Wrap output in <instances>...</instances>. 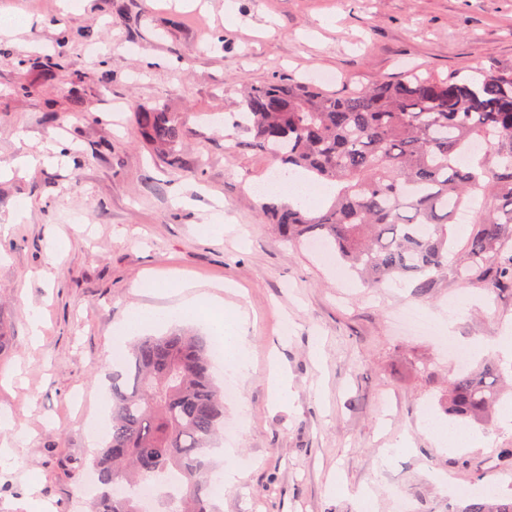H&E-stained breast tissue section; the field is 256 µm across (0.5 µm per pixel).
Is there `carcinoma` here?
<instances>
[{"mask_svg":"<svg viewBox=\"0 0 512 512\" xmlns=\"http://www.w3.org/2000/svg\"><path fill=\"white\" fill-rule=\"evenodd\" d=\"M55 78L64 53L38 62ZM245 145L264 149L331 204L306 208L269 197L263 209L299 244L325 240L371 288L399 277L423 299L438 278L512 294V67L461 79L408 73L338 97L312 82L273 78L242 101ZM146 140L171 164L186 121L161 107L135 109ZM480 143L485 151L474 152ZM493 205L476 222L463 259L448 267V226L476 194ZM211 342L178 329L135 341L112 371L111 427L93 460L94 512H147L135 488L178 489L154 512H213L210 451L224 430V391L211 373ZM512 382L495 363L461 369L441 407L451 420H483ZM461 512H512L511 501L472 498Z\"/></svg>","mask_w":512,"mask_h":512,"instance_id":"obj_1","label":"carcinoma"}]
</instances>
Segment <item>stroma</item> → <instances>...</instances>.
<instances>
[{"mask_svg": "<svg viewBox=\"0 0 512 512\" xmlns=\"http://www.w3.org/2000/svg\"><path fill=\"white\" fill-rule=\"evenodd\" d=\"M0 0L29 26L0 35V415L18 439L0 462V512L38 497L49 512H84V482L98 448L91 423L109 415L117 326L144 303L141 278L176 274L222 286L225 310L248 318L250 368L224 420L240 432L237 482L215 512H459L481 484L512 499V471L495 449L512 446L500 411L468 424L453 453L426 427L453 362L395 323L412 305L470 346L471 365H508L495 344L512 328V298L443 276L429 299L388 281L359 287L309 245L280 236L255 185L278 163L246 148L233 121L242 90L279 76L344 94L409 70L445 77L512 65V0ZM68 71L47 80L35 61L63 34ZM30 66L18 69V60ZM187 120L178 164L154 154L134 106ZM53 163L11 173L21 153ZM28 205L14 223L18 202ZM224 229L206 234L212 214ZM42 309L40 340L29 317ZM288 374L275 402L272 366ZM408 445L396 449L398 439ZM393 449L385 457V449ZM483 472L475 481V472Z\"/></svg>", "mask_w": 512, "mask_h": 512, "instance_id": "35a3bbf8", "label": "stroma"}]
</instances>
